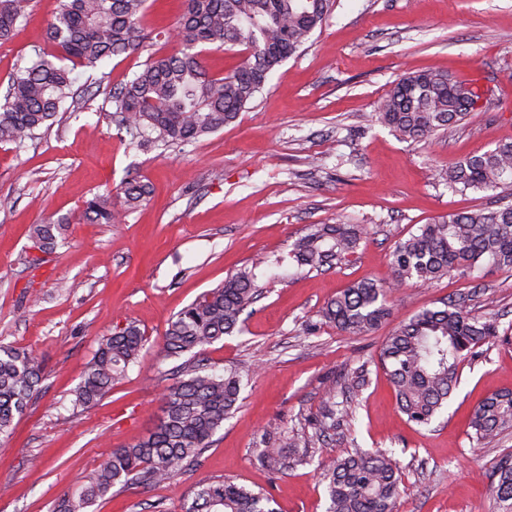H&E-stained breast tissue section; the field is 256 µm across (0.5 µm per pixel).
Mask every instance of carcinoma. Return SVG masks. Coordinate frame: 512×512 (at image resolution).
Masks as SVG:
<instances>
[{
    "instance_id": "cac0c4a2",
    "label": "carcinoma",
    "mask_w": 512,
    "mask_h": 512,
    "mask_svg": "<svg viewBox=\"0 0 512 512\" xmlns=\"http://www.w3.org/2000/svg\"><path fill=\"white\" fill-rule=\"evenodd\" d=\"M331 0H182L177 36H167L168 51L150 52L133 77L103 89L113 115L139 144L185 145L234 122L263 91L274 68L295 55L322 27ZM34 0H0V44L9 41L25 21ZM148 0H50L45 30L48 50L9 78L0 101V143L22 144L49 128L74 100L77 67L99 68L107 60L149 47L145 17ZM216 50L241 47L247 58L227 75L210 74L199 46ZM484 91L474 81H457L437 70L400 78L383 96L375 121L399 138L421 141L467 119ZM448 188L497 193L505 203L450 213L422 224L398 240L391 254L392 281L386 286L363 281L344 289L322 310V317L341 331L362 336L377 329L389 315L388 296L416 279L434 284L453 272L474 271L486 263L512 267V141L467 157L444 174ZM126 208L140 205L148 185L122 183ZM83 219L110 224L112 192L84 204ZM68 219L37 224L31 237L41 251L54 249ZM367 234L363 224H314L293 243L291 255L299 268L321 271L354 253ZM243 267L220 286L181 309L163 337L164 357L189 358L182 378L164 388V416L140 441L115 448L57 504V512H87L118 485L151 488L169 484L199 463L212 437L237 408L244 375L235 369L219 373L200 364L206 346L239 330L240 316L260 290L256 269ZM499 325L473 315L454 300L424 309L399 325L382 344L379 362L387 371L396 403L407 420L427 426L448 407L459 366L474 356ZM144 335L133 323L103 338L76 387L74 403L90 407L104 398L138 363ZM44 377L42 362L30 351L0 346V438L8 437ZM364 369L344 375L339 388L347 394L336 401V386L323 398L324 413L314 423L315 435L329 438L340 421L355 411L354 396L365 386ZM470 428L479 443H489L512 430V391L485 398L472 412ZM301 440L268 445L262 459L280 467L303 462ZM494 512H512V455L493 466ZM327 512H396L400 476L395 460L382 450L349 448L320 465ZM187 512H276L273 498L234 480L205 479L197 483Z\"/></svg>"
}]
</instances>
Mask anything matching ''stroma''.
<instances>
[{"mask_svg":"<svg viewBox=\"0 0 512 512\" xmlns=\"http://www.w3.org/2000/svg\"><path fill=\"white\" fill-rule=\"evenodd\" d=\"M49 0H37L11 41L0 44V96L9 77L45 46ZM141 51L77 68L75 87L92 92L101 74L116 83L141 69ZM429 68L477 81L476 112L435 138L412 142L370 121L402 75ZM512 140V0H333L322 28L271 73L261 94L223 130L183 147L138 148L102 98L59 114L36 140L0 144V345L42 360L44 379L0 451V512H54L65 493L112 449L144 438L161 415V393L177 362L162 341L174 314L256 258L261 296L241 332L207 346V366L253 365L242 403L198 467L173 485L113 490L90 512H185L196 483L233 478L267 491L278 512H325L319 463L351 445L396 459L398 512H492V463L512 453V430L477 444L468 426L485 397L512 390V268L487 267L437 283L413 281L392 298L374 332L350 336L321 316L349 284H385L398 239L453 211L495 206L492 191L453 192L441 169ZM146 201L112 206L119 221L91 224L86 200L129 178ZM71 217L52 252L34 248L30 228ZM365 225L355 253L307 273L290 256L310 225ZM494 314L500 336L459 368L448 409L427 426L409 423L378 356L399 322L442 301ZM135 323L147 342L126 379L98 404L74 407V391L103 336ZM368 369L353 419L334 440H316L329 381ZM304 435L305 462L280 469L260 458L267 443Z\"/></svg>","mask_w":512,"mask_h":512,"instance_id":"35a3bbf8","label":"stroma"}]
</instances>
